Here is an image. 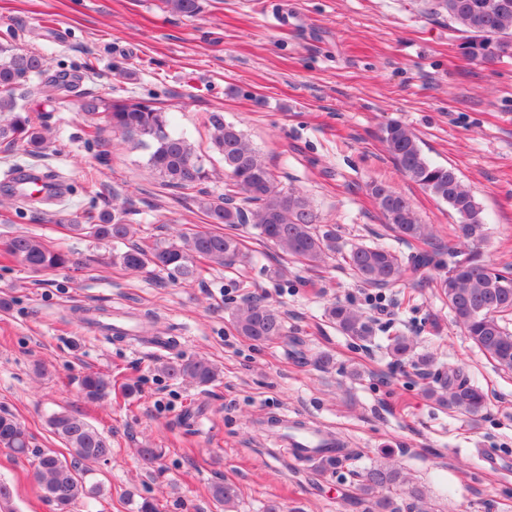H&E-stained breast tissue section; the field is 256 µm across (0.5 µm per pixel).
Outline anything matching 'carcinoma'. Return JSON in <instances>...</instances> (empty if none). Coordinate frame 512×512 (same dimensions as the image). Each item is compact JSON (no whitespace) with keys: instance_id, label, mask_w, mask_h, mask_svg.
Returning a JSON list of instances; mask_svg holds the SVG:
<instances>
[{"instance_id":"1","label":"carcinoma","mask_w":512,"mask_h":512,"mask_svg":"<svg viewBox=\"0 0 512 512\" xmlns=\"http://www.w3.org/2000/svg\"><path fill=\"white\" fill-rule=\"evenodd\" d=\"M161 8L183 17L200 12V0H159ZM434 9L467 34L465 55L472 60L493 61L512 55V0H435ZM45 71V61L32 53L12 47H0V112L12 113L10 121L0 124V140L23 143L39 148L47 141L46 126L35 124L18 93L27 82ZM81 111L104 113L106 123L123 139L149 150L148 164L162 178L163 185L193 190L208 178V172L191 144L168 130L166 113L139 99H105L91 96L81 103ZM209 123L213 145L224 158L230 184L224 198L214 201L198 199L200 208L211 224L232 230L251 224L258 235L281 251L308 266L318 267L341 255L344 263L364 284L378 290L393 288L408 276L418 277L422 270L436 264L435 257L448 252V273L435 281L448 302L455 322L474 344L503 370H512V267L501 268L471 250L465 257L453 245L438 242L418 217L405 196L385 183L369 186L371 197L398 238L425 241L430 250L405 259L382 245L353 246L345 251L338 244L336 231L320 229L309 199L295 190H279L266 161L244 140L236 125L224 120L219 112L211 113ZM382 139L400 174L427 190L458 216L454 228L456 240L478 244L487 239L486 217L471 192L462 184L453 167L430 160L422 151L415 134L399 122L382 129ZM132 207L111 214L88 216L83 224H72L77 234L97 239H111L123 244L135 229ZM10 256L33 271L63 268L70 264L69 255L29 235H17L6 244ZM203 257L219 267L243 261L245 254L237 236L228 232L198 231L179 235V241L160 244L146 250L133 245L119 253L121 265L131 271L153 267L172 275L189 278L194 274V260ZM325 316L346 336L367 341L374 335L371 321L363 313L340 302L330 306ZM240 334L263 343L284 335L285 320L281 313L259 299L246 298L231 311ZM389 352L398 363H410L425 372L433 357L414 352L413 341L403 335L389 337ZM170 378H188L203 386L216 377V369L203 358H179L160 365ZM80 393L91 403L107 400L112 394V380L97 373H87L80 380ZM427 395L441 407L469 416H478L486 405L482 388L474 385L459 368L450 367L434 377ZM47 423L69 451L61 456L51 448L31 447L26 427L11 413L0 412V446L17 457H35L34 479L54 512H73L85 499L102 495L103 485L86 480L81 464L106 461L112 456L108 439L80 416L66 410L54 411ZM334 455L321 459L318 468L334 469L353 456L340 444ZM363 499L372 512H399L394 495L402 493L416 508L424 502V491L410 484L401 469L376 464L352 471ZM214 504L224 512H234L238 499L236 485L219 481L209 487Z\"/></svg>"}]
</instances>
